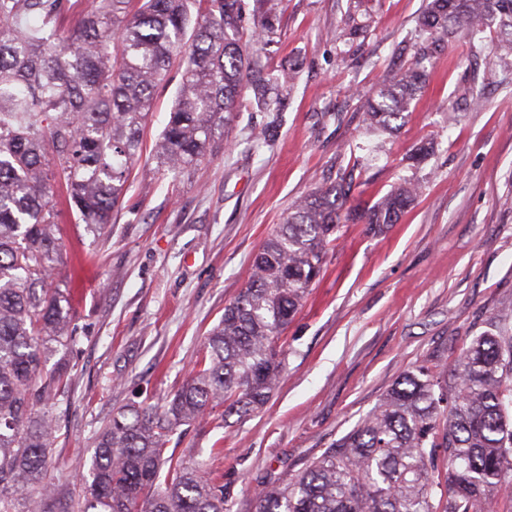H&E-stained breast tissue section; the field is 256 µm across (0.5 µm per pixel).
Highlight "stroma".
Masks as SVG:
<instances>
[{"instance_id":"stroma-1","label":"stroma","mask_w":512,"mask_h":512,"mask_svg":"<svg viewBox=\"0 0 512 512\" xmlns=\"http://www.w3.org/2000/svg\"><path fill=\"white\" fill-rule=\"evenodd\" d=\"M245 3V31L255 7L276 18L248 47L261 78L291 76L278 111L244 94L227 143L161 184L151 154L177 85L158 88L109 233L93 238L67 217L59 225L56 278L71 291L82 343L49 472L69 485L113 411L157 403L185 382L254 253L319 185L352 177L354 205L406 180L422 191L383 233L341 224L281 338L283 371L265 406L172 436L169 450L223 475L230 512H256L259 489L305 468L406 371L453 370L489 321H512V56L494 55V31L451 38L425 60L426 84L390 134L367 127L363 103L413 60L428 0ZM428 143L433 154L414 162Z\"/></svg>"}]
</instances>
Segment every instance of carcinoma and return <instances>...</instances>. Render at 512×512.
<instances>
[{
	"mask_svg": "<svg viewBox=\"0 0 512 512\" xmlns=\"http://www.w3.org/2000/svg\"><path fill=\"white\" fill-rule=\"evenodd\" d=\"M72 0H0V512H230L202 460L167 454L183 425L243 420L283 369L279 340L319 279L339 224L381 231L419 187H393L372 206L342 183L301 197L252 259L246 287L204 337L189 379L158 407L127 405L88 448L80 493L48 472L55 411L68 401L70 354L81 342L70 290L53 283L64 193L69 214L99 237L128 191L156 89L180 81L156 143L157 174L177 181L228 138L242 93L276 111L260 60L241 45L244 0H91L65 33ZM416 60L367 102L368 125L394 130L426 81L422 60L455 35L494 29L512 53V0H431ZM445 473H440L437 463ZM512 486V327L472 339L457 367L404 373L365 420L296 476L264 487L256 512H489Z\"/></svg>",
	"mask_w": 512,
	"mask_h": 512,
	"instance_id": "carcinoma-1",
	"label": "carcinoma"
}]
</instances>
